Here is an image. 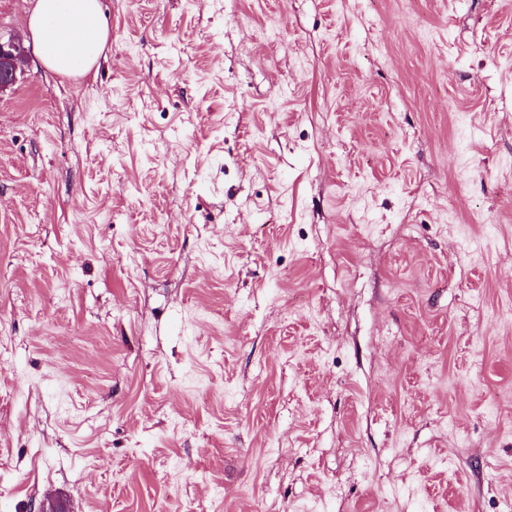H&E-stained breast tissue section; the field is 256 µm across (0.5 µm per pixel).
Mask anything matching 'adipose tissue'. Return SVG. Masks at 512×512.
Listing matches in <instances>:
<instances>
[{
	"instance_id": "obj_1",
	"label": "adipose tissue",
	"mask_w": 512,
	"mask_h": 512,
	"mask_svg": "<svg viewBox=\"0 0 512 512\" xmlns=\"http://www.w3.org/2000/svg\"><path fill=\"white\" fill-rule=\"evenodd\" d=\"M28 28L44 66L60 75H88L108 40L99 0H30Z\"/></svg>"
}]
</instances>
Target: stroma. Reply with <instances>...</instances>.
<instances>
[{
    "label": "stroma",
    "instance_id": "35a3bbf8",
    "mask_svg": "<svg viewBox=\"0 0 512 512\" xmlns=\"http://www.w3.org/2000/svg\"><path fill=\"white\" fill-rule=\"evenodd\" d=\"M0 93V512H512V0H100ZM28 28L44 66L60 75H88L108 40L99 0H30Z\"/></svg>",
    "mask_w": 512,
    "mask_h": 512
}]
</instances>
